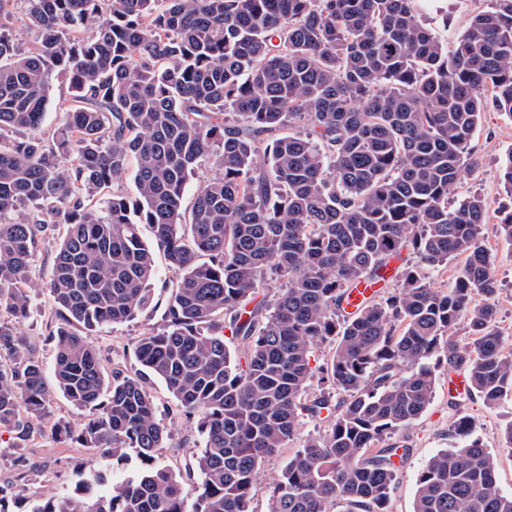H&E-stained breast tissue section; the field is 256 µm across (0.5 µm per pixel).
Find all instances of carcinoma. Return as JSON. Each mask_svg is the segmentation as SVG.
Returning a JSON list of instances; mask_svg holds the SVG:
<instances>
[{"label":"carcinoma","mask_w":512,"mask_h":512,"mask_svg":"<svg viewBox=\"0 0 512 512\" xmlns=\"http://www.w3.org/2000/svg\"><path fill=\"white\" fill-rule=\"evenodd\" d=\"M418 2L0 0V428L18 449L0 512H187V479L192 512H251L258 468L305 417L323 430L288 460L269 512H389L394 457L410 453L392 438L434 397L432 357L490 406L512 395L487 205L475 194L448 205L477 165L481 113L512 116V0H492L451 51ZM20 3L35 33L26 49L5 26ZM57 81L69 105L47 136ZM203 167L211 176L186 209ZM130 169L133 206L113 191ZM55 230L52 390L16 323L36 287L31 260ZM158 252L174 272L164 328L139 338L140 369L107 374L84 332L151 307ZM455 259L453 288L432 287L431 271ZM271 275L284 285L269 298ZM365 279L398 287L345 311ZM463 320L469 351L454 334ZM326 340L332 356L311 366ZM317 372L326 387L312 394ZM153 380L197 419L202 450L183 475L159 461ZM55 390L95 411L56 433L109 463L32 503L23 448ZM467 429L458 420L463 444L419 472L413 512H512ZM129 448L140 467L114 473Z\"/></svg>","instance_id":"1"}]
</instances>
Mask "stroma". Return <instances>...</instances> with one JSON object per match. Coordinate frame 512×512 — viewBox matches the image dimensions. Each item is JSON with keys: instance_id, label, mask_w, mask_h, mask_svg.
<instances>
[{"instance_id": "1", "label": "stroma", "mask_w": 512, "mask_h": 512, "mask_svg": "<svg viewBox=\"0 0 512 512\" xmlns=\"http://www.w3.org/2000/svg\"><path fill=\"white\" fill-rule=\"evenodd\" d=\"M489 6L490 0H432L427 9L432 12L439 8L447 14V23H436L435 33L440 38L450 39L460 35L473 17ZM471 147L478 164L463 170L455 194L461 197L476 193L487 203L484 243L493 256L495 274L501 284L495 325L503 338L505 349L510 351L512 239L503 234L499 221L501 212L512 209V189L505 185L501 168L506 158L512 155V117L492 108L482 112ZM55 251V239H47L40 245L30 272L35 284L30 293L31 311L17 325L23 335L37 338L39 357L48 369L52 368L55 360V345L49 335V325L55 322L56 316L43 285L50 278ZM161 322L162 312L155 309L140 314L133 321L89 332L87 340L98 351L104 369L109 370L113 365L120 364L132 371L138 366L134 353L137 340L145 329L158 326ZM434 374L435 396L429 408L422 417L396 435L399 443L408 446L410 455L391 493L390 512H413L417 475L434 454L458 445L459 439L451 433L450 427L461 416L468 417L473 436L479 438L492 455L499 492L512 497V449L505 446L503 439L505 427L512 423V395L493 407L487 406L476 395L455 405L448 396L446 363L436 364ZM150 394L157 406V416L168 431L161 460L171 469H182L195 452L192 441L196 423L175 413V401L163 382L153 381ZM89 416L88 410L75 408L62 394H54L50 413L42 422V433L30 442L26 450L33 468L27 485V494L32 499L66 493L76 479L74 465L95 461V454L58 440L53 435V426L57 420H65L77 429ZM297 448V443H290L287 448L265 459L255 478L252 500L254 512H267L272 488Z\"/></svg>"}]
</instances>
